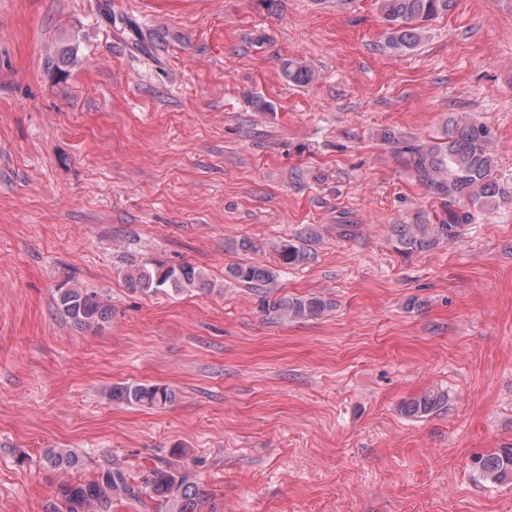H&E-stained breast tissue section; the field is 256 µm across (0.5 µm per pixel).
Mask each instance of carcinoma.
<instances>
[{
    "label": "carcinoma",
    "instance_id": "1",
    "mask_svg": "<svg viewBox=\"0 0 512 512\" xmlns=\"http://www.w3.org/2000/svg\"><path fill=\"white\" fill-rule=\"evenodd\" d=\"M456 0H378V9L388 25V45L401 51L419 45L426 28L435 19L448 14ZM282 78L291 84L307 85L315 78L314 70L298 58L280 61ZM450 128L432 143L402 147L405 166L419 184L444 201L446 217L437 224H397L393 235L405 251L430 250L457 237L459 228L474 218L471 211L458 207L465 201L474 208H487L503 196L492 176L495 160L488 149L490 132L467 113L449 119ZM279 260L284 267L303 265L310 259L307 245L300 239L281 243ZM225 273L249 288H269L277 272L263 264H231ZM133 291L146 295L180 293L203 284V273L189 264L167 265L160 261L142 264L125 275ZM261 309L272 310L283 318H316L331 308V302L319 297H282L261 299ZM56 308L73 326L97 331L112 319V305L98 292L80 286L57 288ZM108 397L148 409H161L176 398L175 392L157 383H129L112 387ZM448 395L433 391L404 405V413L422 417L443 409ZM45 463L56 469L80 470L84 462L78 453L66 448H50ZM480 474L492 482L512 477V448L478 460ZM159 504L164 512H217L210 507V493L196 475L172 466L152 468L139 484L120 464L101 467L91 478L64 481L56 487L55 501L48 512H112V506L126 501L142 505L146 500Z\"/></svg>",
    "mask_w": 512,
    "mask_h": 512
}]
</instances>
